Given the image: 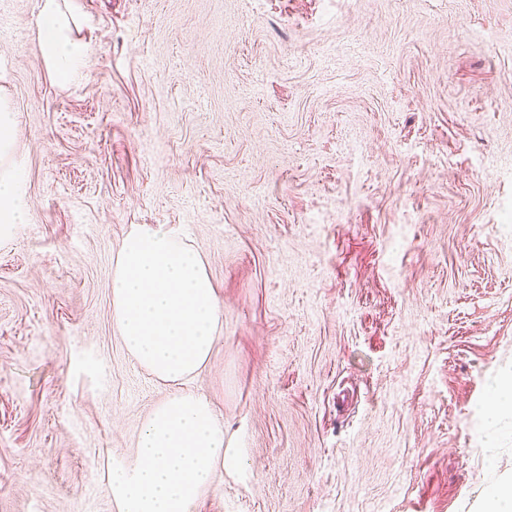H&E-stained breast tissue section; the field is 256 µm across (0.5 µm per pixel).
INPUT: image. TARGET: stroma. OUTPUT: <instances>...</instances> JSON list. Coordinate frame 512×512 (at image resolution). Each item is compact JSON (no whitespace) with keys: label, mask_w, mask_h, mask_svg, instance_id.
Returning <instances> with one entry per match:
<instances>
[{"label":"stroma","mask_w":512,"mask_h":512,"mask_svg":"<svg viewBox=\"0 0 512 512\" xmlns=\"http://www.w3.org/2000/svg\"><path fill=\"white\" fill-rule=\"evenodd\" d=\"M85 80L0 0L25 223L0 232V512H116L178 386L113 322L135 225L224 307L199 512H482L512 479V0H79Z\"/></svg>","instance_id":"obj_1"}]
</instances>
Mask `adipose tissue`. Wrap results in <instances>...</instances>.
Masks as SVG:
<instances>
[{"mask_svg": "<svg viewBox=\"0 0 512 512\" xmlns=\"http://www.w3.org/2000/svg\"><path fill=\"white\" fill-rule=\"evenodd\" d=\"M74 0H40L37 51L58 80L84 76L88 45L71 35ZM15 113L0 97V223H23L27 202L11 160ZM119 338L137 362L178 389L154 407L134 459L112 469L116 512H198L224 465V428L186 385L208 365L224 318L206 263L176 234L137 228L123 239L112 277Z\"/></svg>", "mask_w": 512, "mask_h": 512, "instance_id": "ef3b65f1", "label": "adipose tissue"}]
</instances>
